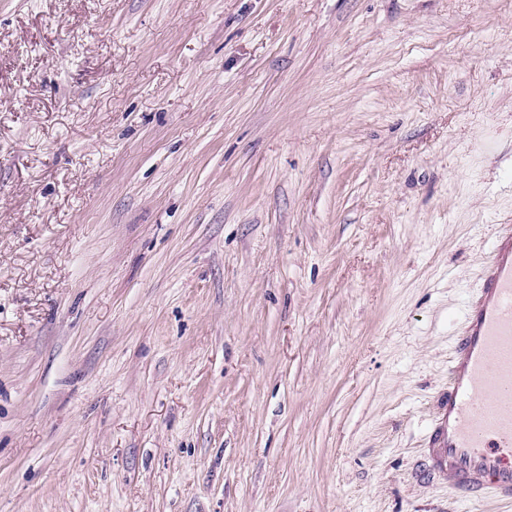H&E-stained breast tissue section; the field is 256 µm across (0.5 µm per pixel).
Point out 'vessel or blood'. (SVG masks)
Here are the masks:
<instances>
[{
	"label": "vessel or blood",
	"mask_w": 512,
	"mask_h": 512,
	"mask_svg": "<svg viewBox=\"0 0 512 512\" xmlns=\"http://www.w3.org/2000/svg\"><path fill=\"white\" fill-rule=\"evenodd\" d=\"M427 444L436 467L468 497L512 502V226L498 235L466 306Z\"/></svg>",
	"instance_id": "vessel-or-blood-1"
}]
</instances>
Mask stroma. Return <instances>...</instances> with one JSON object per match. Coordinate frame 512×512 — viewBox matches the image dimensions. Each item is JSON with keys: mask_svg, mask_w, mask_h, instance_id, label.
Wrapping results in <instances>:
<instances>
[{"mask_svg": "<svg viewBox=\"0 0 512 512\" xmlns=\"http://www.w3.org/2000/svg\"><path fill=\"white\" fill-rule=\"evenodd\" d=\"M512 224V0H0V512H512L430 470Z\"/></svg>", "mask_w": 512, "mask_h": 512, "instance_id": "stroma-1", "label": "stroma"}]
</instances>
